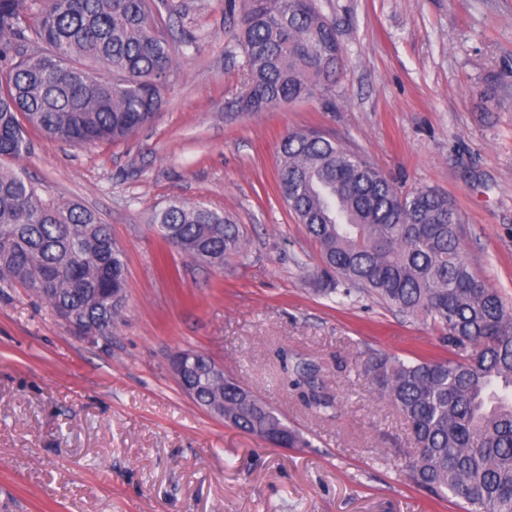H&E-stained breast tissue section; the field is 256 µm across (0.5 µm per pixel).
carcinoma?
I'll return each mask as SVG.
<instances>
[{
  "label": "carcinoma",
  "mask_w": 512,
  "mask_h": 512,
  "mask_svg": "<svg viewBox=\"0 0 512 512\" xmlns=\"http://www.w3.org/2000/svg\"><path fill=\"white\" fill-rule=\"evenodd\" d=\"M0 0V292L22 287L63 321L112 334L122 308L125 261L108 225L79 204L42 200L6 163L30 151L27 129L51 141L94 144L128 137L164 103L178 47L153 0ZM247 112L327 90L343 61L336 29L316 0H240ZM277 188L318 246L324 294L343 286L445 332L448 356L380 355L369 372L413 438L410 479L462 512H512V310L476 277L458 211L433 189L403 192L363 155L315 128L280 144ZM162 239L197 262L244 252L240 225L174 199L152 218ZM214 360L195 352L184 372L195 403L224 400V422L280 447L307 444L238 380L219 385ZM289 385L320 417L336 398L319 368L288 367Z\"/></svg>",
  "instance_id": "cac0c4a2"
}]
</instances>
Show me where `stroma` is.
I'll use <instances>...</instances> for the list:
<instances>
[{
  "label": "stroma",
  "instance_id": "stroma-1",
  "mask_svg": "<svg viewBox=\"0 0 512 512\" xmlns=\"http://www.w3.org/2000/svg\"><path fill=\"white\" fill-rule=\"evenodd\" d=\"M157 3L183 51L155 119L81 146L31 129L12 164L43 200L109 224L126 304L105 346L30 291L0 292V512H457L410 482L411 431L364 369L375 353H440L438 331L323 295L319 249L276 170L282 138L315 127L399 190L447 194L473 271L512 307V0H317L343 49L335 85L254 114L238 106L244 53L224 0ZM173 199L229 215L246 252L210 266L167 246L150 218ZM184 349L308 446H274L196 405L169 367ZM285 356L320 367L336 418L287 390Z\"/></svg>",
  "mask_w": 512,
  "mask_h": 512
}]
</instances>
